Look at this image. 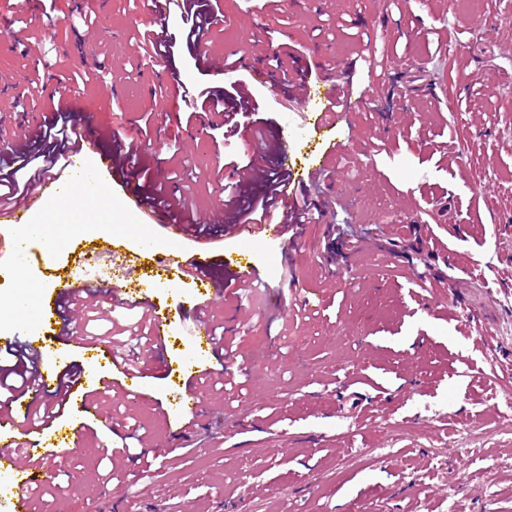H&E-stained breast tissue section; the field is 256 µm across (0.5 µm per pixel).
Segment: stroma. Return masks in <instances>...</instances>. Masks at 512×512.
Here are the masks:
<instances>
[{
	"instance_id": "obj_1",
	"label": "stroma",
	"mask_w": 512,
	"mask_h": 512,
	"mask_svg": "<svg viewBox=\"0 0 512 512\" xmlns=\"http://www.w3.org/2000/svg\"><path fill=\"white\" fill-rule=\"evenodd\" d=\"M54 2L47 24L28 0H0V16L37 32L28 48L0 32V78L24 88L38 78L31 60L51 62L45 91L23 105L41 125L89 112L134 136L151 115L140 184L193 171L179 184L193 207L222 198L209 181L217 168L240 194H264L240 166L253 128L286 142L302 167L318 165L315 115L277 91L274 55L292 54L319 79L326 53L344 59L334 73L352 75L363 106L330 133L344 150L313 188L319 212L301 226L297 251L275 237L249 247L260 287H231V240L160 242L106 282L163 280L149 295L174 317L167 362L216 380L242 368L248 386L211 391L195 428L176 410L178 381L152 368L155 406L98 397L129 416L127 427L104 431L76 402L56 410L52 422L81 437L65 459H46L54 480L33 512H114L117 502L133 512H512V386L502 380L512 373V0H480L472 13L445 0H220L217 48L255 58L229 77L187 47L180 10L167 18L168 56L153 68L134 39L146 28L142 6L108 0L96 31L72 0ZM84 71L94 81L72 99L69 79ZM175 75L196 89L248 88L254 108L228 130H201L189 108L170 111L146 92ZM401 212L411 232L395 223ZM88 214L79 205L57 214L53 246L38 241L35 259L9 258L37 287L34 316L14 319L16 339L43 335L57 287L43 271L82 251ZM176 253L224 286L216 322L234 353L189 354L188 315L205 290L167 282L164 260ZM91 306L73 319L107 338L138 316L106 298ZM474 326L489 344L473 343ZM128 435L144 451L135 463L112 454Z\"/></svg>"
}]
</instances>
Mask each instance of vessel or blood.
<instances>
[{
  "instance_id": "b4317fda",
  "label": "vessel or blood",
  "mask_w": 512,
  "mask_h": 512,
  "mask_svg": "<svg viewBox=\"0 0 512 512\" xmlns=\"http://www.w3.org/2000/svg\"><path fill=\"white\" fill-rule=\"evenodd\" d=\"M361 107V101L348 97L340 86L328 85L318 105L317 132L331 131L337 123L348 119ZM104 137L103 129L89 130L85 118H78L74 125V142L68 153L69 162L73 163L80 157L93 154L97 156L101 168L126 173L128 167L118 152L112 148L102 149L101 141ZM323 149L320 165L301 174L294 169L287 145L283 144L275 149L273 161L279 171L275 186V213L271 220L263 224H253L240 217L225 215L224 207L220 204L209 210L196 212L194 218L190 219L184 212L157 207L149 199L133 191L128 193L127 199L135 207L141 220L157 225L162 236L172 241L191 237V224L197 221L223 225L225 238L240 244L270 236L290 242L295 238L291 218L295 213L298 186L318 180L330 168L341 146L329 140L324 142ZM61 181V173H50L17 202L0 206V222L16 228L12 235L0 232V257L17 253V231L28 225L32 211L41 207L47 198L56 195ZM169 263L175 280L189 278L205 286L212 283L209 272L203 266L188 264L176 254L170 257ZM102 288V283L90 280L62 282L52 328L56 341L66 340L69 335L68 325L74 314L76 300L96 297ZM112 304L116 307L139 308L145 312L152 325L153 342L144 351L143 358L149 361L158 356L166 343V333L171 323L169 313L149 304L146 292L130 288L114 291ZM192 317L194 331L188 344L189 350L201 355L217 353L219 345L212 331L208 304L197 305L192 311ZM20 348L33 363V379L21 399L0 408V426L9 430L8 436L0 438V484L11 485L16 490L11 512H29L31 490L47 481L42 459L54 452L63 453L76 440V431L72 427L49 422L33 423L31 415L34 407L47 396L55 397L58 404H67L75 394L82 391L84 377V366L64 371L46 367L44 359L48 350L39 340L25 339ZM83 358L84 365L105 366L116 362L111 345L100 341L85 343ZM121 374L120 381L116 383L108 378H101L99 384L102 389H116L120 398L144 405L152 403V394L143 382L142 369L125 368ZM206 394L205 381L196 379L184 384L177 402L180 415L192 420L199 418Z\"/></svg>"
}]
</instances>
